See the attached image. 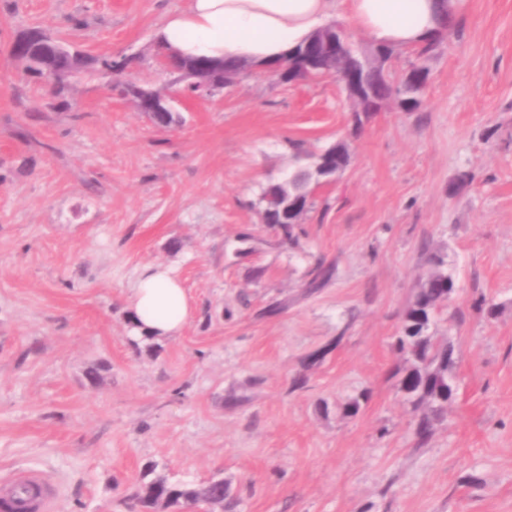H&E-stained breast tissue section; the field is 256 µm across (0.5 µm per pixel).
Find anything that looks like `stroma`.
Instances as JSON below:
<instances>
[{
	"label": "stroma",
	"instance_id": "obj_1",
	"mask_svg": "<svg viewBox=\"0 0 512 512\" xmlns=\"http://www.w3.org/2000/svg\"><path fill=\"white\" fill-rule=\"evenodd\" d=\"M186 5L0 0V478L45 473L56 512H138L150 463L223 477L233 512H512V0H469L420 109L358 129L335 78L255 68L187 93L157 42ZM33 27L129 58L127 80L172 92L180 123L155 125L107 72L60 92L26 74L10 47ZM296 142L345 143L350 162L284 241L260 197ZM437 259L457 292L429 332L454 347L455 390L421 444L394 343ZM319 263L332 277L308 288ZM157 264L195 311L149 348L126 298Z\"/></svg>",
	"mask_w": 512,
	"mask_h": 512
}]
</instances>
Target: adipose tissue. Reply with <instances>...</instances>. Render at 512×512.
<instances>
[{
	"label": "adipose tissue",
	"instance_id": "obj_1",
	"mask_svg": "<svg viewBox=\"0 0 512 512\" xmlns=\"http://www.w3.org/2000/svg\"><path fill=\"white\" fill-rule=\"evenodd\" d=\"M468 0H189L159 31L164 49L183 58L239 60L258 66L282 59L345 7L377 43L410 47L460 17ZM134 336H179L193 313L181 282L154 265L127 296Z\"/></svg>",
	"mask_w": 512,
	"mask_h": 512
}]
</instances>
